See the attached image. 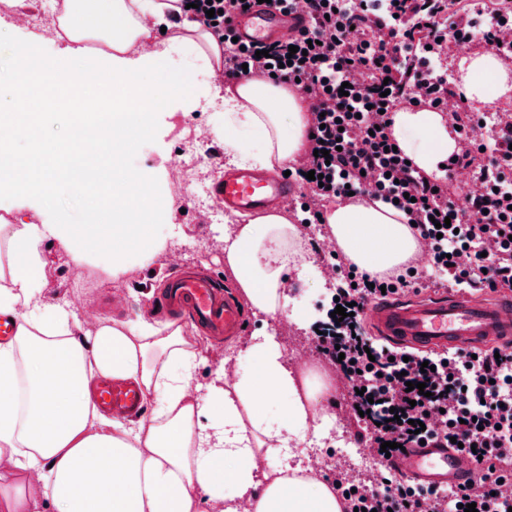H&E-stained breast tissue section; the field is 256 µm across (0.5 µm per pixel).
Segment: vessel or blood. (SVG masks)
<instances>
[{"label": "vessel or blood", "instance_id": "obj_1", "mask_svg": "<svg viewBox=\"0 0 512 512\" xmlns=\"http://www.w3.org/2000/svg\"><path fill=\"white\" fill-rule=\"evenodd\" d=\"M307 24L299 13L262 5L237 12L230 27L244 44L271 43L297 35ZM215 202L235 216L259 214L278 202L295 198L286 177L236 169L224 172L212 186ZM161 311H187L195 326L209 335L239 333L244 311L239 301L214 278L187 267L170 276L155 298ZM365 321L372 334L395 347L419 352L481 350L512 345V297L491 292L389 297L375 301ZM98 406L125 417L143 405L142 392L129 381L99 380L94 388ZM410 482L424 486L458 487L479 477V466L467 454L443 448H414L402 461Z\"/></svg>", "mask_w": 512, "mask_h": 512}]
</instances>
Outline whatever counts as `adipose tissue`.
<instances>
[{
    "label": "adipose tissue",
    "instance_id": "obj_1",
    "mask_svg": "<svg viewBox=\"0 0 512 512\" xmlns=\"http://www.w3.org/2000/svg\"><path fill=\"white\" fill-rule=\"evenodd\" d=\"M168 0H63L65 63L54 84L31 57L13 54L11 84L19 108L0 113V189L20 204L52 192L97 202L91 224L0 222V317L15 321L0 344V512H343L333 486L301 458L278 466L284 451L329 429L333 387L290 364L276 332L251 337L247 367L217 366L208 384L176 323L98 318L86 329L70 304L46 299L44 248L56 243L75 261L93 252L112 258V276L138 254L166 251L147 224L155 178L125 170L128 151L164 123L159 95L139 83L171 53L193 56L208 75L222 68L224 47L192 15L172 24L164 50L144 51L142 21L168 18ZM105 79L110 113L80 112L87 87ZM512 72L490 52L469 58L465 94L493 103ZM68 95L66 137L43 138L46 111ZM224 99L228 165L270 170L297 162L307 146V105L296 90L253 78L193 88L190 108ZM392 136L413 164L439 172L460 145L443 113L395 112ZM28 153L13 149L17 136ZM332 243L360 271L390 275L420 252L403 214L365 198L345 199L325 215ZM300 229L277 209L224 233V260L254 314L297 322L286 271L303 261ZM102 377L134 381L147 411L117 419L101 411L92 388Z\"/></svg>",
    "mask_w": 512,
    "mask_h": 512
}]
</instances>
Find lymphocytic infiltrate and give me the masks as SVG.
<instances>
[{
	"mask_svg": "<svg viewBox=\"0 0 512 512\" xmlns=\"http://www.w3.org/2000/svg\"><path fill=\"white\" fill-rule=\"evenodd\" d=\"M194 2L196 18L224 45L226 78L272 77L310 101V152L305 166L290 173L309 193V223H322L332 200L369 194L414 221L449 287L479 280L491 290L512 291V121H501L491 142L477 137L484 117L462 107L463 94L449 83L440 53L452 41L497 46L502 26H512V0H495L480 27L463 16L459 0H271L304 14L308 25L291 40L270 43L268 56L260 58L255 47L233 42L229 26L233 14L257 0ZM345 82L351 88L344 96L339 89ZM452 99L459 103L453 120L466 143L448 158L445 177L435 179L395 150L392 116L403 105L438 111ZM321 148L328 157L318 156ZM485 150L491 162L479 167L482 192L453 186L452 174L475 166ZM311 170L329 177V186L307 179ZM353 281L341 291L352 316L336 340L320 339L319 346L353 388L350 407L361 412L372 450L388 442L395 457L400 448L424 441L447 448L456 440L475 448L485 472L450 494L379 471L355 485L340 472L334 483L345 512H462L470 503L478 512H512V496L501 485L512 470V354H406L382 345L363 330L364 307L380 299L383 288L403 292L411 282L402 272L357 274ZM425 362L432 371L422 372ZM411 382L425 384L427 396L408 390ZM413 420L423 422L424 431L411 433Z\"/></svg>",
	"mask_w": 512,
	"mask_h": 512,
	"instance_id": "obj_1",
	"label": "lymphocytic infiltrate"
}]
</instances>
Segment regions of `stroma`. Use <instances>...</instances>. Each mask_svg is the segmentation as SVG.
Instances as JSON below:
<instances>
[{"mask_svg": "<svg viewBox=\"0 0 512 512\" xmlns=\"http://www.w3.org/2000/svg\"><path fill=\"white\" fill-rule=\"evenodd\" d=\"M216 119L211 110H196L187 115L176 112L171 118L172 128L162 129L155 138L126 157L125 166L130 171L163 169L167 172L162 191L174 199L177 207L170 226L164 229L168 236L167 255L150 266L129 265L122 280L116 283L108 272L107 258L79 265L59 247L46 248L44 288L47 297L94 316L128 321L147 314L162 281L185 266L196 267L220 280L224 289L234 290L233 276L224 266L222 240L224 229L233 225V218L223 213L212 196L200 200L180 188L186 173L206 188L220 176L225 164L224 136L212 130ZM40 207L52 222L87 224L91 221L95 202L87 197H47ZM288 282L290 296L301 303L303 323L299 326L284 322L277 324L281 343L292 363L322 366L312 324L318 317L315 303L325 293L327 284L315 273L304 269L290 271ZM177 324L198 354V377L203 382L209 380L220 359L236 357L251 336L266 328L264 318L251 312L246 315L242 334L226 341L210 339L188 320L178 319ZM348 388L347 380H337V436L326 440L318 450L317 469L329 481L335 479L340 469L358 479L367 474L366 468L345 461L339 443L340 437L358 440L363 435L347 402Z\"/></svg>", "mask_w": 512, "mask_h": 512, "instance_id": "1", "label": "stroma"}]
</instances>
